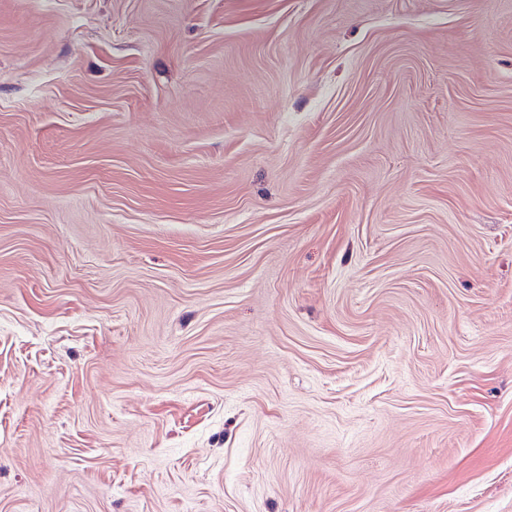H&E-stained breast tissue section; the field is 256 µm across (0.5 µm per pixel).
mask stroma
<instances>
[{"instance_id":"35a3bbf8","label":"stroma","mask_w":512,"mask_h":512,"mask_svg":"<svg viewBox=\"0 0 512 512\" xmlns=\"http://www.w3.org/2000/svg\"><path fill=\"white\" fill-rule=\"evenodd\" d=\"M0 512H512V0H0Z\"/></svg>"}]
</instances>
